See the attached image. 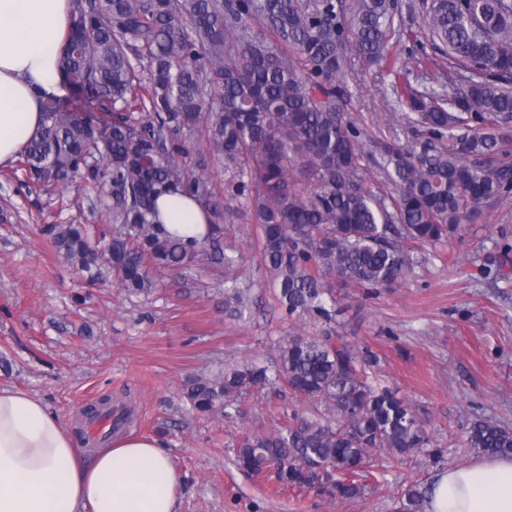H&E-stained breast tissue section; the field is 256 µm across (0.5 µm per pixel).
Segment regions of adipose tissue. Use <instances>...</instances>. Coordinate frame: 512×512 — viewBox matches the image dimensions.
<instances>
[{"label": "adipose tissue", "instance_id": "1", "mask_svg": "<svg viewBox=\"0 0 512 512\" xmlns=\"http://www.w3.org/2000/svg\"><path fill=\"white\" fill-rule=\"evenodd\" d=\"M71 8V0H0V164L40 128L44 99L67 93L58 57ZM158 208L170 232L205 233L193 199L164 195ZM180 487L160 440L125 435L87 456L40 398L0 389V512H175ZM426 512H512V457L439 471Z\"/></svg>", "mask_w": 512, "mask_h": 512}]
</instances>
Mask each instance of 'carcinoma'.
<instances>
[{
  "label": "carcinoma",
  "instance_id": "obj_1",
  "mask_svg": "<svg viewBox=\"0 0 512 512\" xmlns=\"http://www.w3.org/2000/svg\"><path fill=\"white\" fill-rule=\"evenodd\" d=\"M420 29L402 28L398 0H72L59 67L69 95L43 103L41 128L16 170L27 188L75 179L111 188L107 228L50 224L65 263L90 280L107 267L129 292L155 276L216 259L241 211L258 229L260 260L293 320L314 336H285L274 359L244 361L183 387L192 410L232 417L251 389L281 385L306 415L252 434L236 465L300 491L364 493L373 457L430 445L414 406L379 383L378 357L346 330L335 288L365 298L413 275L411 253L480 220L512 198V0H421ZM412 43L403 61L391 40ZM406 71L394 86L413 140L365 148L344 112L348 62ZM414 80H409L408 76ZM112 114L102 127L75 101ZM237 179L219 192L209 161ZM386 181L375 183L369 164ZM179 192L207 215L202 238L169 234L156 201ZM245 289L224 281V307L242 313ZM466 445L512 456V427L477 415ZM414 483L392 512H424Z\"/></svg>",
  "mask_w": 512,
  "mask_h": 512
}]
</instances>
